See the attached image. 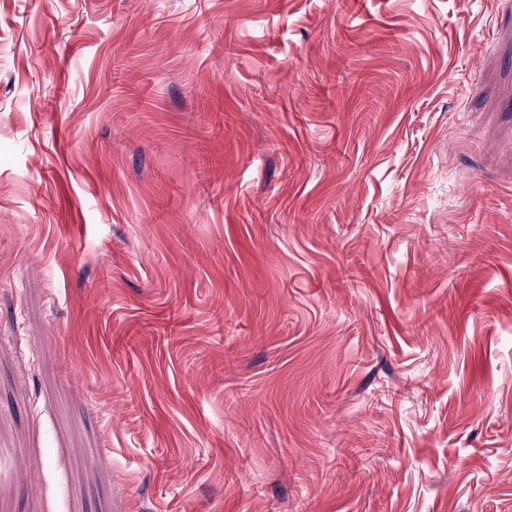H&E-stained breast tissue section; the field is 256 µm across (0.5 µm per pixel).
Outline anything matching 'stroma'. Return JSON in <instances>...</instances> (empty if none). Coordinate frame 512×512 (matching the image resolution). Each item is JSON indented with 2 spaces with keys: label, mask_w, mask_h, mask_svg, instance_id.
Instances as JSON below:
<instances>
[{
  "label": "stroma",
  "mask_w": 512,
  "mask_h": 512,
  "mask_svg": "<svg viewBox=\"0 0 512 512\" xmlns=\"http://www.w3.org/2000/svg\"><path fill=\"white\" fill-rule=\"evenodd\" d=\"M0 512H512V0H0Z\"/></svg>",
  "instance_id": "obj_1"
}]
</instances>
